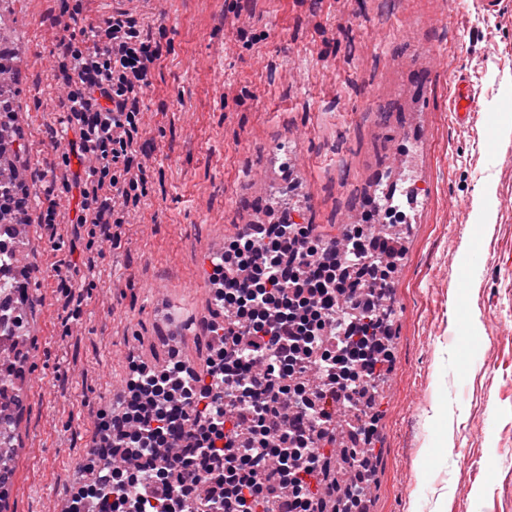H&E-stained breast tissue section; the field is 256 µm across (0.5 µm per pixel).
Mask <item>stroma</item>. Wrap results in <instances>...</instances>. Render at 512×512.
<instances>
[{"instance_id":"stroma-1","label":"stroma","mask_w":512,"mask_h":512,"mask_svg":"<svg viewBox=\"0 0 512 512\" xmlns=\"http://www.w3.org/2000/svg\"><path fill=\"white\" fill-rule=\"evenodd\" d=\"M364 11L352 24L355 7ZM23 48L16 104L35 191L56 160L62 115L51 79L57 0H13ZM122 9L164 24L163 55L143 97L140 151L148 193L118 238L98 243L61 224H32L39 299L29 318L36 351L21 370L19 452L7 512H51L69 499L128 359L167 357L154 305L168 297L192 321L185 359L204 362L210 335L203 277L213 247L288 180L284 147L307 204L303 223L328 234L349 221L365 188L393 160L403 132L405 62L437 70L409 143V184L423 182L386 306L394 364L382 393L371 512H512V0H90L88 19ZM241 9L252 41L227 14ZM467 80V124L448 109L450 80ZM492 183L494 221H476L473 194ZM88 273L81 304L65 306L58 277ZM448 415L441 424L434 406Z\"/></svg>"}]
</instances>
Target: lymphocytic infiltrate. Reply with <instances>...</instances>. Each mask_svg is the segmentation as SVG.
Returning <instances> with one entry per match:
<instances>
[{"mask_svg": "<svg viewBox=\"0 0 512 512\" xmlns=\"http://www.w3.org/2000/svg\"><path fill=\"white\" fill-rule=\"evenodd\" d=\"M87 0H60L69 20L56 40L68 152L52 183L78 192L77 226L100 241L147 195L137 148L143 96L163 47L152 23L121 9L81 27ZM85 162L83 172L70 168ZM400 257L371 224L336 237L290 218L224 242L210 280L222 321L203 369L171 353L161 366L131 361L119 411L100 410L96 434L134 467L75 484L68 512H364L375 430L372 389L392 360L382 302Z\"/></svg>", "mask_w": 512, "mask_h": 512, "instance_id": "obj_1", "label": "lymphocytic infiltrate"}]
</instances>
